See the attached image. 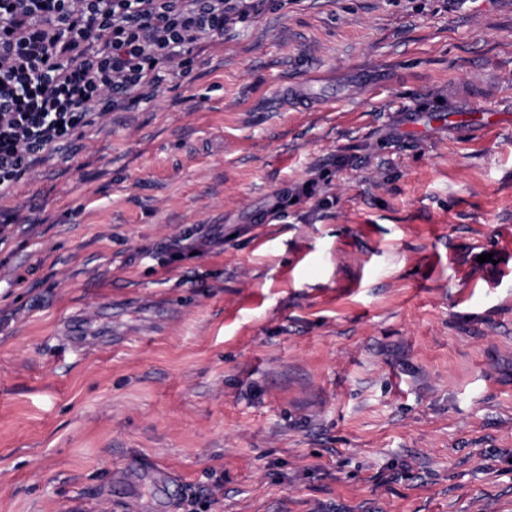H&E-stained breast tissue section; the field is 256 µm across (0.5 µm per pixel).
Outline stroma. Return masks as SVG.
<instances>
[{"mask_svg":"<svg viewBox=\"0 0 512 512\" xmlns=\"http://www.w3.org/2000/svg\"><path fill=\"white\" fill-rule=\"evenodd\" d=\"M192 56L0 199V512H512V0H268ZM319 178H311L303 182L302 184L296 185L293 188L288 189V195L275 194L269 201L265 209L259 210L255 215L251 217L252 223H263L266 218L270 215H279L285 208V199L289 195L297 200L301 197L307 199L313 198L319 195L321 187L319 186ZM193 234H185L183 236L171 239L167 245V249L171 255L178 257L186 252L203 254L205 250L212 247H220L224 245V234L221 230H209L198 238H192Z\"/></svg>","mask_w":512,"mask_h":512,"instance_id":"1","label":"stroma"}]
</instances>
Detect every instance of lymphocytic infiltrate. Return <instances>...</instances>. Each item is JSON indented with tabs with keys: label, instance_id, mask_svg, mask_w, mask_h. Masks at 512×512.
I'll use <instances>...</instances> for the list:
<instances>
[{
	"label": "lymphocytic infiltrate",
	"instance_id": "lymphocytic-infiltrate-1",
	"mask_svg": "<svg viewBox=\"0 0 512 512\" xmlns=\"http://www.w3.org/2000/svg\"><path fill=\"white\" fill-rule=\"evenodd\" d=\"M267 0H0V198Z\"/></svg>",
	"mask_w": 512,
	"mask_h": 512
}]
</instances>
